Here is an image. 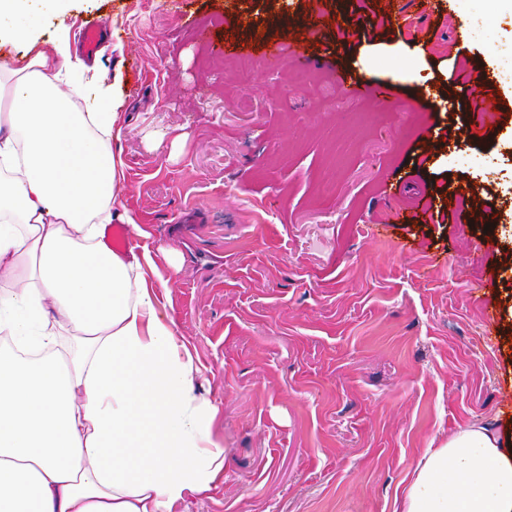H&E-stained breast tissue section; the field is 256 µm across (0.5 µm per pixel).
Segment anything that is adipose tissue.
Returning <instances> with one entry per match:
<instances>
[{
    "label": "adipose tissue",
    "instance_id": "ef3b65f1",
    "mask_svg": "<svg viewBox=\"0 0 512 512\" xmlns=\"http://www.w3.org/2000/svg\"><path fill=\"white\" fill-rule=\"evenodd\" d=\"M67 0H0V512H174L224 481L218 408L150 280L105 232L126 179L117 85L56 35ZM401 512H512L487 424L417 462Z\"/></svg>",
    "mask_w": 512,
    "mask_h": 512
}]
</instances>
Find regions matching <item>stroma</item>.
Listing matches in <instances>:
<instances>
[{
	"mask_svg": "<svg viewBox=\"0 0 512 512\" xmlns=\"http://www.w3.org/2000/svg\"><path fill=\"white\" fill-rule=\"evenodd\" d=\"M460 9L70 0L69 39L112 27L95 60L129 126L119 200L219 409L224 482L174 512H397L417 461L460 429L492 425L512 449V83L497 72L512 16L484 40ZM272 42L285 53L268 68ZM474 69L504 105L480 131ZM305 70L314 91L295 84ZM362 78L395 82L401 106L353 97ZM461 186L466 223L406 221L403 197Z\"/></svg>",
	"mask_w": 512,
	"mask_h": 512,
	"instance_id": "35a3bbf8",
	"label": "stroma"
}]
</instances>
